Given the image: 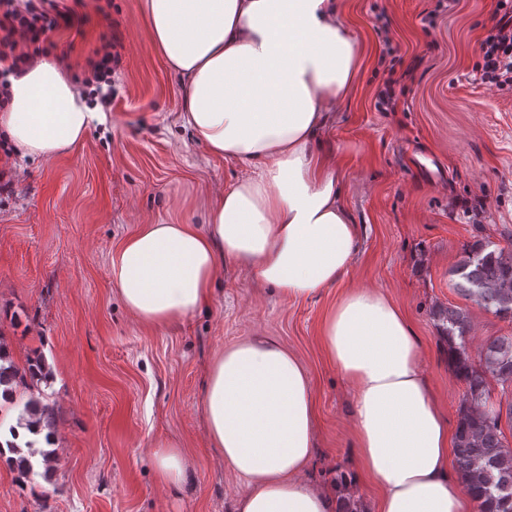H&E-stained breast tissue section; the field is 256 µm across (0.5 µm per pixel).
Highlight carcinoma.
Segmentation results:
<instances>
[{"mask_svg":"<svg viewBox=\"0 0 512 512\" xmlns=\"http://www.w3.org/2000/svg\"><path fill=\"white\" fill-rule=\"evenodd\" d=\"M454 273L459 275L457 289L496 315L512 318V256L504 251L490 250L474 243L465 250ZM436 316L441 332L448 342V363L454 375L466 384V392L458 407L454 438V453L465 490L480 501L481 512H512V448L505 445L501 430V408L487 410L491 394L487 377L501 384H512V336H500L491 341L474 366L465 346L468 320L458 308H440ZM49 378L43 358L30 359L27 368L20 369L12 360L0 335V399L14 404L23 401L22 410L8 436L0 435V448L18 455L15 460L21 477L27 479L38 467L54 461L48 451H37L29 441L28 455L21 454L14 443L18 430L32 429L41 424L53 435L55 414L33 392L34 385Z\"/></svg>","mask_w":512,"mask_h":512,"instance_id":"cac0c4a2","label":"carcinoma"}]
</instances>
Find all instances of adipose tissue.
Masks as SVG:
<instances>
[{"instance_id":"1","label":"adipose tissue","mask_w":512,"mask_h":512,"mask_svg":"<svg viewBox=\"0 0 512 512\" xmlns=\"http://www.w3.org/2000/svg\"><path fill=\"white\" fill-rule=\"evenodd\" d=\"M154 48L187 82L182 123L210 156L246 173L204 202V227L144 224L110 258L112 283L142 324L175 326L207 308L220 265L287 298L349 272L358 226L339 202L317 137L359 66L340 0H142ZM0 112L21 155L52 159L101 122L66 70L27 53ZM322 342L353 388L363 479L376 512H479L452 469L448 420L404 313L355 287L326 314ZM211 444L249 489L235 512H336L335 486L309 482L315 407L308 375L274 339L218 353L201 398Z\"/></svg>"}]
</instances>
